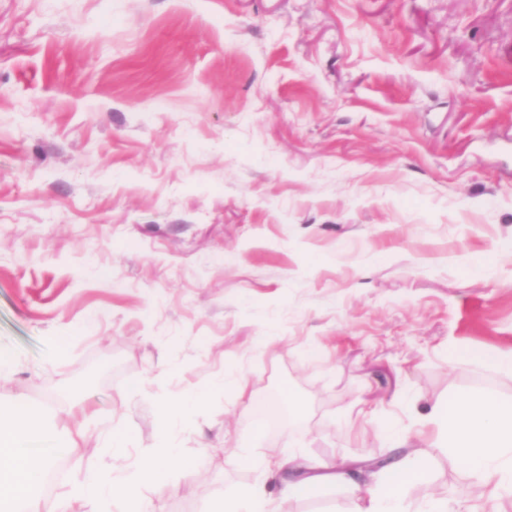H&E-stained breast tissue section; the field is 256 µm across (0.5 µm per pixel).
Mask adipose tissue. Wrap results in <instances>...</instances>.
Here are the masks:
<instances>
[{"label": "adipose tissue", "mask_w": 512, "mask_h": 512, "mask_svg": "<svg viewBox=\"0 0 512 512\" xmlns=\"http://www.w3.org/2000/svg\"><path fill=\"white\" fill-rule=\"evenodd\" d=\"M422 419L433 432L422 439L412 457L367 473L361 483L325 465L257 459L244 452L233 462L269 474L291 471L294 478L285 488L291 497L329 498L339 489H347L354 501L353 512H469L465 505L451 506L439 499L416 509L406 502V489L425 479L432 454L437 451L483 483L491 503L512 497V400L452 393L445 401L432 404Z\"/></svg>", "instance_id": "1"}]
</instances>
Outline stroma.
<instances>
[{
  "instance_id": "1",
  "label": "stroma",
  "mask_w": 512,
  "mask_h": 512,
  "mask_svg": "<svg viewBox=\"0 0 512 512\" xmlns=\"http://www.w3.org/2000/svg\"><path fill=\"white\" fill-rule=\"evenodd\" d=\"M0 349L1 404L94 414L55 494L212 395L150 512L278 493L237 448L400 461L449 391L512 399V0H0ZM433 494L486 488L438 454Z\"/></svg>"
}]
</instances>
